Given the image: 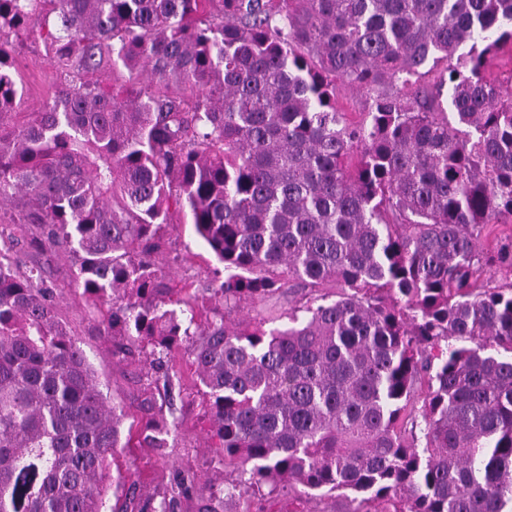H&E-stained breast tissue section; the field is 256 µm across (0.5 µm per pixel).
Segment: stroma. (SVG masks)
<instances>
[{"label": "stroma", "mask_w": 512, "mask_h": 512, "mask_svg": "<svg viewBox=\"0 0 512 512\" xmlns=\"http://www.w3.org/2000/svg\"><path fill=\"white\" fill-rule=\"evenodd\" d=\"M14 57L23 87V98L15 109L37 111L57 94L55 70L46 56L37 27H30ZM170 221L167 243L156 255V263L170 270L176 281L204 280L213 263L212 257L202 247L186 215L172 214ZM47 273L57 287L60 314L72 327L77 344L100 373L104 393L111 404L123 410L126 424H137V400L142 392L154 387L149 366L112 361L110 341L100 336L85 317L68 254H54ZM174 363L180 390L174 399L178 429L168 436L167 446L160 453L151 448L116 449L110 462L111 480L107 486V506L112 512H136L137 502L125 498L130 484H137L142 496L152 497L169 487L175 470L180 468H192L202 484L218 483L224 478L223 468L214 460L202 430L199 384L194 370L183 356H175Z\"/></svg>", "instance_id": "obj_1"}]
</instances>
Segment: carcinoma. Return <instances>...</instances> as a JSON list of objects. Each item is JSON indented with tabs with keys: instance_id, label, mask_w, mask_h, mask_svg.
I'll return each mask as SVG.
<instances>
[{
	"instance_id": "cac0c4a2",
	"label": "carcinoma",
	"mask_w": 512,
	"mask_h": 512,
	"mask_svg": "<svg viewBox=\"0 0 512 512\" xmlns=\"http://www.w3.org/2000/svg\"><path fill=\"white\" fill-rule=\"evenodd\" d=\"M33 20L58 90L16 121ZM506 44L512 0H0V512H104L134 441L19 261L60 249L112 357L166 388L174 350L194 367L224 465L199 512H505L512 284L489 280L512 235L481 239L512 219V86L486 71ZM172 211L218 263L192 295L154 259Z\"/></svg>"
}]
</instances>
